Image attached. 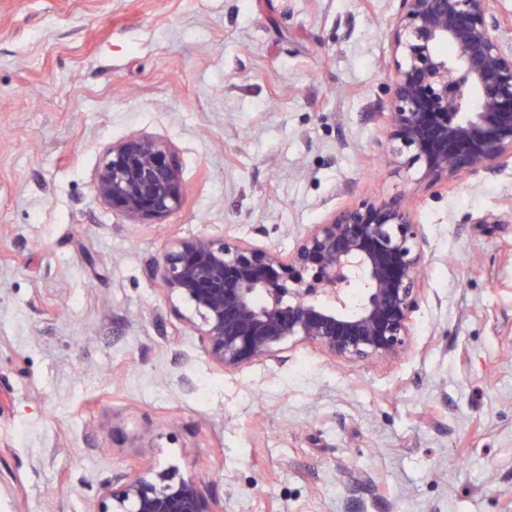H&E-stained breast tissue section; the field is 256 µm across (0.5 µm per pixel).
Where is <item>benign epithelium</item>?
I'll use <instances>...</instances> for the list:
<instances>
[{
  "label": "benign epithelium",
  "instance_id": "benign-epithelium-1",
  "mask_svg": "<svg viewBox=\"0 0 512 512\" xmlns=\"http://www.w3.org/2000/svg\"><path fill=\"white\" fill-rule=\"evenodd\" d=\"M497 0H399L394 72L379 113L394 155L430 187L512 164V52ZM97 194L141 221L176 210L184 185L172 148L145 136L112 144ZM420 225L400 197H362L313 224L293 250L232 238L173 242L152 267L190 303L206 352L226 370L308 344L333 361L399 358L410 347L425 263ZM193 478L118 475L96 512H214Z\"/></svg>",
  "mask_w": 512,
  "mask_h": 512
}]
</instances>
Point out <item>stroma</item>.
Segmentation results:
<instances>
[{"instance_id":"35a3bbf8","label":"stroma","mask_w":512,"mask_h":512,"mask_svg":"<svg viewBox=\"0 0 512 512\" xmlns=\"http://www.w3.org/2000/svg\"><path fill=\"white\" fill-rule=\"evenodd\" d=\"M398 0H0V512H96L154 470L217 512H512V165L417 180L374 114ZM168 143L181 206L97 195ZM426 240L407 355L226 371L149 274L173 240L290 251L362 195ZM97 194L112 210L141 221H158L176 210L184 185L172 148L145 136L113 143L98 169Z\"/></svg>"}]
</instances>
